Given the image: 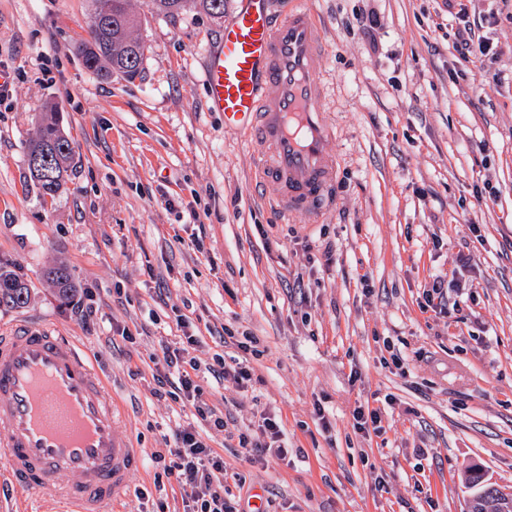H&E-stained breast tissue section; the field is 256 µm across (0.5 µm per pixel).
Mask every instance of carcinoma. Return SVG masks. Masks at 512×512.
I'll list each match as a JSON object with an SVG mask.
<instances>
[{"instance_id":"1","label":"carcinoma","mask_w":512,"mask_h":512,"mask_svg":"<svg viewBox=\"0 0 512 512\" xmlns=\"http://www.w3.org/2000/svg\"><path fill=\"white\" fill-rule=\"evenodd\" d=\"M158 14L175 16L193 8L213 18L224 17V0H150ZM90 40L75 46L85 68L101 79L118 74L133 80L140 74L134 56L146 49L143 40L134 34L136 16L129 0H91L89 15ZM42 154L41 167L28 169L30 179L41 195L54 196L61 188L72 157V142L60 127L57 113L41 116L35 137L26 145V156ZM46 276L56 287L58 296L66 300L73 291L69 268L60 264L50 268ZM30 288L15 273L0 269V307L20 308L27 304Z\"/></svg>"}]
</instances>
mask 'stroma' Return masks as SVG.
<instances>
[{
    "mask_svg": "<svg viewBox=\"0 0 512 512\" xmlns=\"http://www.w3.org/2000/svg\"><path fill=\"white\" fill-rule=\"evenodd\" d=\"M131 5L141 72L104 81L75 52L90 0H0V65L14 77L0 102V268L31 291L25 307H0V328L52 324L106 376L147 456L122 512H183L152 456L187 422L244 476L227 483L238 512H466L472 464L512 488V0H308L338 160L316 218L257 197L253 148L208 108L222 20ZM369 12L376 25L359 31ZM473 20L494 56L463 62L455 35ZM44 112L73 147L46 199L25 161ZM59 262L78 285L66 304L43 276ZM438 276L441 309L423 296ZM246 331L260 355L239 349ZM186 333L201 365L249 361L247 388L200 381L225 429L154 393L163 347ZM361 404L380 408L381 433L353 428ZM267 412L288 463L239 448Z\"/></svg>",
    "mask_w": 512,
    "mask_h": 512,
    "instance_id": "stroma-1",
    "label": "stroma"
}]
</instances>
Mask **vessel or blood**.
Wrapping results in <instances>:
<instances>
[{
  "label": "vessel or blood",
  "instance_id": "1",
  "mask_svg": "<svg viewBox=\"0 0 512 512\" xmlns=\"http://www.w3.org/2000/svg\"><path fill=\"white\" fill-rule=\"evenodd\" d=\"M324 59L305 0L281 9L237 0L204 66L210 110L245 134L259 156L254 190L286 216L320 213L336 178ZM0 457L14 488L53 495L56 512H116L142 463L118 429L105 376L53 325L19 321L0 332ZM66 475L72 484H62Z\"/></svg>",
  "mask_w": 512,
  "mask_h": 512
}]
</instances>
